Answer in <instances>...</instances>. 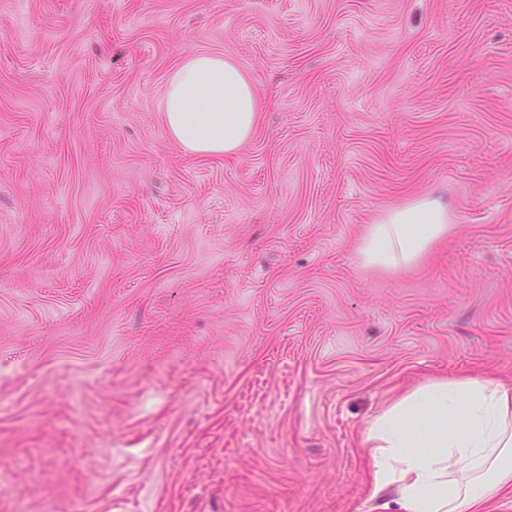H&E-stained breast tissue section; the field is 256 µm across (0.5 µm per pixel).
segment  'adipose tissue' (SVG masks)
<instances>
[{"label":"adipose tissue","mask_w":512,"mask_h":512,"mask_svg":"<svg viewBox=\"0 0 512 512\" xmlns=\"http://www.w3.org/2000/svg\"><path fill=\"white\" fill-rule=\"evenodd\" d=\"M165 127L198 156L238 151L258 122L253 83L230 59L200 53L168 78ZM448 234V210L425 198L369 225L364 266L394 270L422 260ZM371 493L391 491L399 512H483L512 491V388L494 380H434L408 391L368 423Z\"/></svg>","instance_id":"1"}]
</instances>
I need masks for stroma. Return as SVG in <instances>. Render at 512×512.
<instances>
[{
	"label": "stroma",
	"mask_w": 512,
	"mask_h": 512,
	"mask_svg": "<svg viewBox=\"0 0 512 512\" xmlns=\"http://www.w3.org/2000/svg\"><path fill=\"white\" fill-rule=\"evenodd\" d=\"M195 53L234 155L165 128ZM462 375L512 386V0H0V512H397L366 424ZM161 112L169 135L184 150L224 156L251 137L259 110L254 85L235 62L200 53L168 78ZM448 235V209L425 198L395 208L369 224L360 246L365 267L394 270L422 260Z\"/></svg>",
	"instance_id": "obj_1"
}]
</instances>
